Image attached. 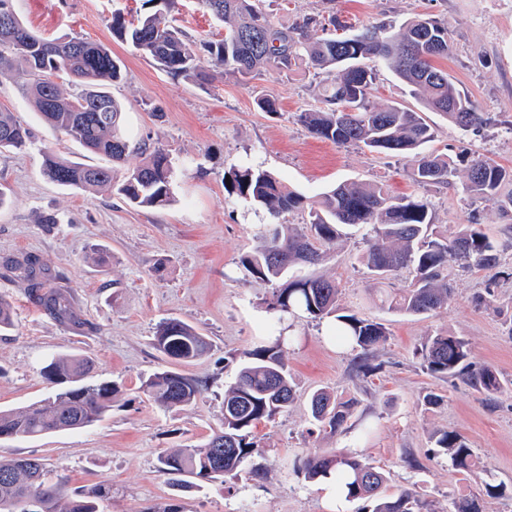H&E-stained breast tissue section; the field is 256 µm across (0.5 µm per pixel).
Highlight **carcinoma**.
Returning <instances> with one entry per match:
<instances>
[{"mask_svg":"<svg viewBox=\"0 0 512 512\" xmlns=\"http://www.w3.org/2000/svg\"><path fill=\"white\" fill-rule=\"evenodd\" d=\"M164 9L126 19L112 14V34L129 42L165 72L198 81L216 78L215 69L242 77H255L268 69L290 71L307 62L323 74L322 107L299 115L314 137L336 145H362L408 162L411 180L419 187L454 185L457 163L446 155L426 153L422 147L433 138L431 126L421 113L396 105L380 107L372 100L375 63L388 66L412 88L424 107L443 115L464 132H480L488 119L475 111L469 95L448 72L435 66L452 49L448 20L418 17L399 27L384 25L350 32L346 23L329 17L340 35L312 38L309 29L317 23L304 17L291 26H274L259 7L260 0H201L211 14L224 22V38L191 40L166 18L175 0H147ZM13 74L22 94L55 130L86 150L105 156L107 165L74 163L51 151L44 153L43 173L52 182L78 189L109 187L127 202L161 208L174 201L173 168L168 155L146 142L131 145L124 128V112L105 89L122 80L121 61L101 43L62 35L39 36L26 28L10 5L0 0V75ZM82 86L77 95L67 93L55 81L60 75ZM30 130L11 112L0 110V155L21 150ZM131 153L143 155L134 166H125ZM462 190L473 203H490L512 224V171L493 160L473 157L463 160ZM224 175L229 196L267 210L276 217L294 210L308 211L305 230L286 224L260 228L256 249L240 258L245 280L276 282L268 310L313 321H334L331 335L363 351L356 372L369 378L382 370L366 353L386 336L383 324L355 314H342L336 305L338 285L323 276L290 277V268L317 265L328 257L342 237L345 226L370 227L371 239L363 261L370 273L384 284L395 272L409 270V284L384 302L388 308L410 315L427 314L448 305L452 296L449 272L457 266L496 268L500 245L471 217L470 223L448 235L433 224L427 200L420 195L393 197L378 185L339 184L319 199L309 202L271 173L244 166ZM38 260L26 257L19 270L46 311L56 317L71 315L67 296L45 289L37 275ZM155 346L176 363L190 362L209 349L206 338L178 318L162 320ZM283 336L273 345H260L248 353L236 380L224 390V421L197 448H182L158 456V469L169 476L175 491L199 482L224 481L243 472L244 463L258 453L257 425L288 412L294 394L285 360ZM428 374L459 380L484 394L503 388L497 373L472 361L467 342L450 333H438L415 351ZM94 359L71 355L52 359L42 369L46 382L56 391L17 410L0 409V438L34 439L63 431H75L104 419L118 392L110 382H88ZM206 382L175 370L151 375L143 391L165 409L187 406ZM357 405L325 391L311 398L313 425L320 431L345 429ZM435 447L447 455L459 471L475 466L474 451L456 431L435 435ZM298 469L310 482L334 477L346 499L371 500L370 512H429L412 492L395 497L383 495L387 477L383 470L351 452L306 456ZM112 486L101 480L68 492L61 480L50 483L44 464L29 457L0 459V512H98L97 501L108 497ZM448 512H485L478 497H459Z\"/></svg>","mask_w":512,"mask_h":512,"instance_id":"obj_1","label":"carcinoma"}]
</instances>
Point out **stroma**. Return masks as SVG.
Instances as JSON below:
<instances>
[{"mask_svg":"<svg viewBox=\"0 0 512 512\" xmlns=\"http://www.w3.org/2000/svg\"><path fill=\"white\" fill-rule=\"evenodd\" d=\"M145 0H12L21 22L53 38L80 36L111 48L124 77L109 85L122 106L132 140L169 152L175 171V201L165 208L135 207L110 191L59 186L43 174L45 151L79 163L103 165L53 130L21 94L11 75L0 76V109L13 112L31 132L30 144L0 156V186L11 202L0 209V296L14 309V325L0 333V408L19 409L46 398L51 388L41 369L52 358L82 354L95 359L94 378L121 392L105 418L90 427L27 440L0 439V458L34 456L51 478L69 488L100 480L112 486L99 512H162L175 503L181 512H326L319 485L294 470L309 454L346 450L383 468L386 494L408 489L448 512L457 495L484 498L486 512H512V495L487 497L486 484L512 486V386L492 396L422 370L414 352L427 338L449 332L464 338L474 361L512 382V280L495 290L496 308L476 306L491 273L453 271L454 298L426 315L388 310L380 288L361 257L369 229L348 228L332 256L318 266H296V275L336 280L340 311L384 325L386 336L370 352L377 376H357V350H340L325 339L327 326L307 318L283 317L277 330L267 303L273 285L244 280L241 256L257 244L261 225L303 226L307 214L277 217L252 208L224 191V173L244 164L267 170L309 199L340 183H370L390 194H423L433 221L455 231L477 217L501 244V268L512 269V235L496 209L467 201L460 188L411 181L405 160L339 146L313 137L300 113L319 108L320 75L306 65L288 72L270 69L245 80L232 75L208 84L167 74L131 44L112 37V15L142 11ZM275 25H292L306 15L336 12L354 28L400 25L418 15L447 20L453 48L438 60L490 123L465 133L437 113H427L434 138L426 151L455 158L487 156L512 171V0H263ZM194 39L218 40L224 25L200 0H177L168 14ZM276 101L277 113L261 111L260 98ZM35 256L46 287L67 292L73 319H60L38 304L11 269L21 256ZM178 318L205 336L209 351L181 364L180 372L206 379L188 406L165 409L142 390L150 374L170 369L154 346L160 321ZM291 339L285 358L295 401L288 412L260 425V452L251 465L262 478L241 476L233 488L202 483L171 490L157 469L161 453L194 448L219 428L224 388L236 378L247 352ZM318 389L357 399L346 432H312L310 396ZM441 396L425 406L428 393ZM371 424L370 437L360 435ZM460 433L476 456L466 474L447 455L436 453L434 435Z\"/></svg>","mask_w":512,"mask_h":512,"instance_id":"stroma-1","label":"stroma"}]
</instances>
